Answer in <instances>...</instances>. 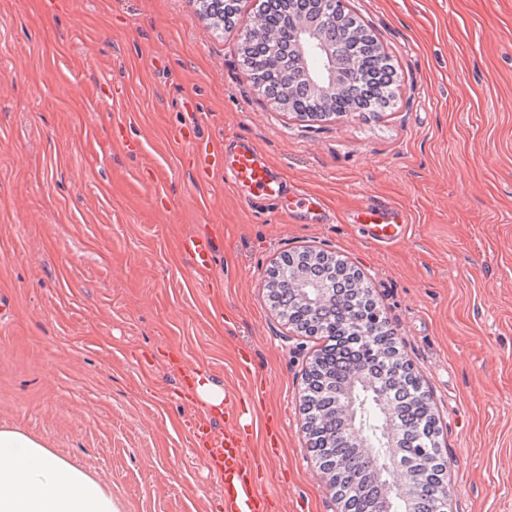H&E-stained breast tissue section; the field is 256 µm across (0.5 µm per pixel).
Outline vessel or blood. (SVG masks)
<instances>
[{"instance_id": "b4317fda", "label": "vessel or blood", "mask_w": 512, "mask_h": 512, "mask_svg": "<svg viewBox=\"0 0 512 512\" xmlns=\"http://www.w3.org/2000/svg\"><path fill=\"white\" fill-rule=\"evenodd\" d=\"M196 176L207 179L210 172L223 168L238 196L252 207H276L290 220L299 224H321L323 213L313 211L305 195L288 188L273 169L263 160L255 143L246 137L225 139L224 147L215 150L196 147ZM354 223L366 225L367 236L375 244L392 242L395 231L409 221L408 211L390 202L373 201L365 205L353 218ZM183 249L194 268L208 269L212 262L214 244L204 233L187 237ZM263 397L262 386L246 384L244 392L224 393V440L210 449L213 468L224 477L225 512H268V496L259 487L255 467L249 461L247 447L251 433L239 422L242 393Z\"/></svg>"}]
</instances>
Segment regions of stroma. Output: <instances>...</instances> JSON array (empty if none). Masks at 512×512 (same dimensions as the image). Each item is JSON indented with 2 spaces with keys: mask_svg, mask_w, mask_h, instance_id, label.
I'll return each mask as SVG.
<instances>
[{
  "mask_svg": "<svg viewBox=\"0 0 512 512\" xmlns=\"http://www.w3.org/2000/svg\"><path fill=\"white\" fill-rule=\"evenodd\" d=\"M397 72L393 105L319 120L282 111L239 52L258 0L213 28L193 0H0V428L112 492L119 512H224L192 433L224 420L185 373L243 386L282 445L250 458L287 512H340L311 460L299 395L321 340L294 336L265 284L283 254L322 250L364 275L439 417L448 512H512V0H346ZM211 147L251 139L322 224L255 209ZM139 141L125 150L123 138ZM411 222L378 246L368 200ZM209 233V270L183 241Z\"/></svg>",
  "mask_w": 512,
  "mask_h": 512,
  "instance_id": "1",
  "label": "stroma"
}]
</instances>
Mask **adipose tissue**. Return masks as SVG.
I'll return each mask as SVG.
<instances>
[{
	"instance_id": "obj_1",
	"label": "adipose tissue",
	"mask_w": 512,
	"mask_h": 512,
	"mask_svg": "<svg viewBox=\"0 0 512 512\" xmlns=\"http://www.w3.org/2000/svg\"><path fill=\"white\" fill-rule=\"evenodd\" d=\"M0 512H118L98 481L39 440L0 429Z\"/></svg>"
}]
</instances>
